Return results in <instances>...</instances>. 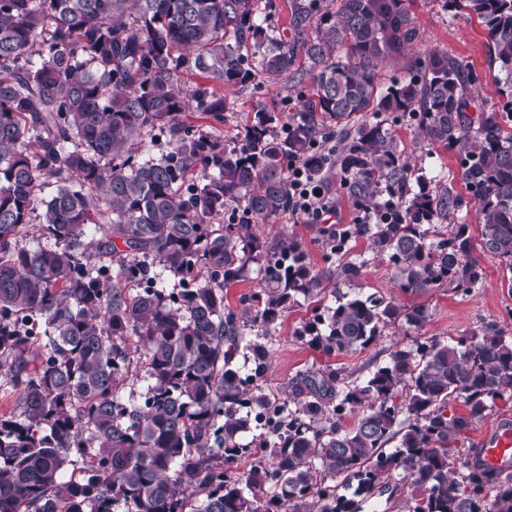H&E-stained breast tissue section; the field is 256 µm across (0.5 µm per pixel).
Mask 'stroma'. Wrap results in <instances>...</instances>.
Wrapping results in <instances>:
<instances>
[{
  "label": "stroma",
  "mask_w": 512,
  "mask_h": 512,
  "mask_svg": "<svg viewBox=\"0 0 512 512\" xmlns=\"http://www.w3.org/2000/svg\"><path fill=\"white\" fill-rule=\"evenodd\" d=\"M444 3L445 0H412L411 12L421 31V40L405 55L387 64L384 70L386 80L402 79L417 58L428 50L437 49L469 64L480 102L489 106L499 103L502 95L490 68L484 25L477 18L448 10ZM311 92L312 86L307 81L298 89L289 82L224 87L223 94L228 104L222 127L225 142L237 140L257 108L287 114L296 107L297 94L308 95ZM392 130L410 157L414 175L431 179L434 185L456 198L459 202L456 220L469 224L472 238H479L477 203L465 187L457 151L441 147H415L416 128L406 118L394 122ZM325 230V225L304 224L286 217L264 227L265 233L271 236L285 232L297 237L306 244L312 262L318 266L322 265L326 251ZM344 257L363 264L361 275L354 284L355 291L365 295L380 293L388 297L400 296L390 279L387 265L376 262L365 240L350 241ZM480 263L484 278L468 295L448 288H436L418 297L402 296L404 303L419 302L429 307L431 319L422 329V337L448 340L481 332L490 325L512 336V289L506 284L511 274L498 259L484 256ZM311 316V305L291 306L266 338L269 360L263 384L277 396L287 393L289 382L299 373L329 365L342 368L347 382L361 383L375 364L386 359L391 345L403 336L402 331L388 327L364 350L328 356L300 335L304 323Z\"/></svg>",
  "instance_id": "obj_1"
}]
</instances>
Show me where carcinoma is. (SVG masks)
Segmentation results:
<instances>
[{"instance_id":"1","label":"carcinoma","mask_w":512,"mask_h":512,"mask_svg":"<svg viewBox=\"0 0 512 512\" xmlns=\"http://www.w3.org/2000/svg\"><path fill=\"white\" fill-rule=\"evenodd\" d=\"M408 2L294 0L287 35L267 0H0V375L20 408L0 415V512H354L396 477L419 491L409 512H512V475L462 447L512 401V337L421 341L428 306L341 291L362 264L336 256L360 238L404 294L467 295L483 279L469 225L448 222L458 202L411 181L389 123L405 115L419 143L465 153L480 250L505 263L512 289V0H447L485 25L502 84L500 109L475 117L473 75L446 52L379 89L421 40ZM298 46L312 99L283 117L258 109L224 144L219 87L288 80ZM189 70L207 85L185 95ZM191 109L209 124L188 121ZM335 133L337 146L320 145ZM296 159L321 182L339 168L361 209L383 191L401 208L328 238L318 267L298 238L260 233L288 212ZM229 206V221L211 222ZM37 218L52 245L29 249ZM159 267L180 288L161 287ZM253 271L240 308L224 303ZM331 281L336 303L321 307ZM302 301L317 313L301 335L327 356L388 326L407 341L360 384L328 366L282 399L260 382L262 338ZM137 385L140 402H125ZM277 406L275 429L244 442ZM78 465L86 480L73 484Z\"/></svg>"}]
</instances>
